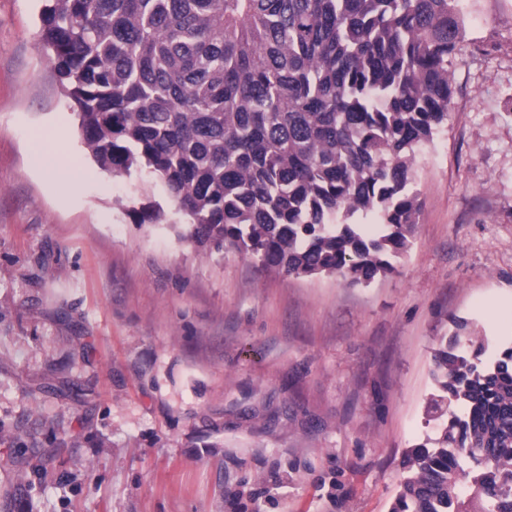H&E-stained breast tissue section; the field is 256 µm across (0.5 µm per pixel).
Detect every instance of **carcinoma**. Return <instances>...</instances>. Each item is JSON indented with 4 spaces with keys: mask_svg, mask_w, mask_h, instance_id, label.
Wrapping results in <instances>:
<instances>
[{
    "mask_svg": "<svg viewBox=\"0 0 512 512\" xmlns=\"http://www.w3.org/2000/svg\"><path fill=\"white\" fill-rule=\"evenodd\" d=\"M455 2L46 0L42 38L94 161L158 178L191 240L357 285L392 272L420 223L415 157L448 121ZM485 352L457 335L436 351L448 422L403 455L391 512H512V347ZM461 455L489 507L460 498Z\"/></svg>",
    "mask_w": 512,
    "mask_h": 512,
    "instance_id": "1",
    "label": "carcinoma"
}]
</instances>
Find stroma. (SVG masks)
I'll use <instances>...</instances> for the list:
<instances>
[{
	"instance_id": "1",
	"label": "stroma",
	"mask_w": 512,
	"mask_h": 512,
	"mask_svg": "<svg viewBox=\"0 0 512 512\" xmlns=\"http://www.w3.org/2000/svg\"><path fill=\"white\" fill-rule=\"evenodd\" d=\"M43 7L0 0V512H390L441 337L512 345V0H456L421 220L354 286L202 249L99 169Z\"/></svg>"
}]
</instances>
